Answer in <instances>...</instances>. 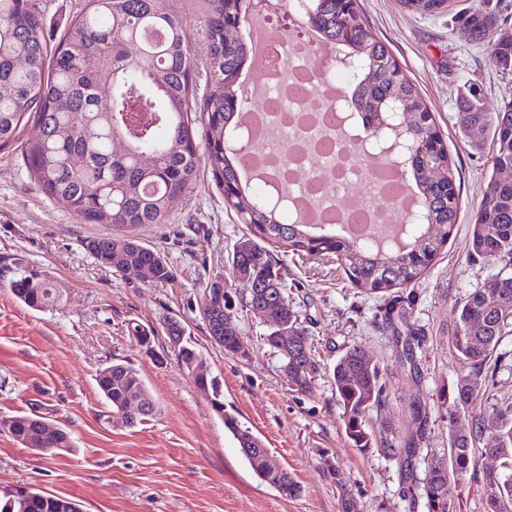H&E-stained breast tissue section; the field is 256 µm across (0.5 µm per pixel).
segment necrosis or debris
Wrapping results in <instances>:
<instances>
[{
	"label": "necrosis or debris",
	"instance_id": "necrosis-or-debris-1",
	"mask_svg": "<svg viewBox=\"0 0 512 512\" xmlns=\"http://www.w3.org/2000/svg\"><path fill=\"white\" fill-rule=\"evenodd\" d=\"M259 40L263 72L258 91L265 108L247 124L255 146L250 161L269 183L287 188L292 202L313 203L316 219L348 220V213L335 204L338 195L352 183L365 181L373 187L377 181L353 162V145L337 140L327 121L335 112V97L318 87L332 65L311 52L286 47L267 32H260ZM314 156L323 172H310Z\"/></svg>",
	"mask_w": 512,
	"mask_h": 512
}]
</instances>
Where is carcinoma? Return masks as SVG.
Wrapping results in <instances>:
<instances>
[{
	"label": "carcinoma",
	"mask_w": 512,
	"mask_h": 512,
	"mask_svg": "<svg viewBox=\"0 0 512 512\" xmlns=\"http://www.w3.org/2000/svg\"><path fill=\"white\" fill-rule=\"evenodd\" d=\"M174 0H85L81 10L53 45H48L36 0H0V150L18 142L34 119L40 137L24 146L22 157L30 182L45 198L61 201L82 221L130 230L142 224L163 223L174 205L193 184L198 166L205 163L219 188L234 191L239 170L224 153V138L241 125L237 113L224 109V91L198 97L191 78L193 55L185 43L182 17ZM314 27L336 45L353 49L355 67L370 71L373 61L396 62L387 47L370 39L357 0H310ZM478 43L490 47L492 64L512 74V26L493 0H473L456 14ZM209 59L213 72L224 76L240 71L249 48L224 46V5L206 19ZM139 45L132 57L127 47ZM111 90L102 100L99 91ZM380 83L359 93V107L374 111L373 102L389 95ZM458 127L473 125L489 131L488 190L472 217L468 247L473 254L501 265L457 306L451 345L464 365L448 396V466H429L420 488L427 512H461L462 500L448 498V483L483 484L487 512H512V402L487 392L490 369H498L497 350L512 337V102L496 112L486 110L482 90L467 86L459 96ZM202 134H197V128ZM203 145H197V138ZM118 141L123 151L115 149ZM425 220L414 227L421 246L431 257L408 267L394 247L357 244L334 235H315L305 224L290 223L286 210L260 205L241 213L233 195L224 206L236 212L245 231L227 254L225 268L232 278L248 268L251 252L273 246L298 257L336 254L349 283L365 294H387L415 280L448 241L457 224L459 194L453 167L448 179H431L422 166L414 168ZM87 248L103 266L118 272L144 271L154 283L167 282L173 272L160 251L127 233L104 235ZM244 308L264 309L272 317L264 344L279 356L288 388L313 392L319 363L313 339L289 302L281 264L269 260L252 270ZM13 296L29 308L61 305L62 289L40 272L25 271L8 282ZM208 282L202 292L200 314L208 335L228 355H247L231 302L207 305ZM166 335L177 337L173 352L198 388L211 397V407L224 422L254 474L286 497L301 486L269 452L263 441L224 410V391L209 370L206 356L174 317L165 321ZM129 333L139 346L150 348L153 331L131 323ZM343 409L344 432L352 447L376 448L390 459L411 458L426 441L428 415L412 414L414 432L400 442L377 437L369 425L372 413L386 408L382 371L361 345H353L329 371ZM97 386L111 407L112 427L132 429L159 413L141 371L123 360L99 370ZM0 429L20 445L52 456L75 450L71 431L48 424L29 412L0 419ZM494 444L478 448L485 434ZM490 453L498 466L479 470L478 453ZM0 512H80L78 504L55 493L26 488L0 495Z\"/></svg>",
	"instance_id": "1"
}]
</instances>
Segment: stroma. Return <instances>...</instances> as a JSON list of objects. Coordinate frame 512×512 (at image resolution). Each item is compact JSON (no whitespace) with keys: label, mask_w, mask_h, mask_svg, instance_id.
<instances>
[{"label":"stroma","mask_w":512,"mask_h":512,"mask_svg":"<svg viewBox=\"0 0 512 512\" xmlns=\"http://www.w3.org/2000/svg\"><path fill=\"white\" fill-rule=\"evenodd\" d=\"M372 37L385 43L420 91L456 167L459 221L424 274L398 291L419 345L414 362L402 355V339L385 323L383 301L352 289L335 256H281L288 293L314 339L321 370L312 394L289 389L277 356L264 345L262 319L242 313L238 323L247 357L225 354L211 342L199 305L215 276L234 300L245 283L226 276L224 255L241 236L235 212L207 167L161 224L133 234L161 251L174 277L144 281L133 272L100 265L87 250L108 226L80 221L63 204L46 199L30 183L21 151L40 129L25 125L19 143L0 151V276L24 269L47 271L63 290L60 307L37 311L0 288V417L30 412L40 402L50 419L69 429L76 450L50 459L0 432V490L28 487L63 495L81 512H340L339 493L323 473L330 458L349 480L358 512H426L412 500L410 479L397 462L352 448L342 409L327 373L346 347L365 345L383 370L388 401L374 427L393 425L405 437L413 405L429 410L428 457L412 460L415 477L428 465L448 463V393L463 370L453 349L455 305L497 264L470 254L469 224L487 186L481 129L461 132L458 96L470 84L483 90L494 112L512 101V76H501L487 45L474 42L448 10L405 8L400 0H359ZM209 0H178L184 37L195 56L200 90L215 86L206 74L205 19ZM179 318L223 386L226 410L260 436L271 454L299 482L301 493L281 496L261 483L215 414L206 393L179 366L164 323ZM140 322L155 333L152 350L140 347L128 326ZM141 369L160 412L133 429L115 430L94 376L112 360ZM413 476V477H414Z\"/></svg>","instance_id":"1"}]
</instances>
